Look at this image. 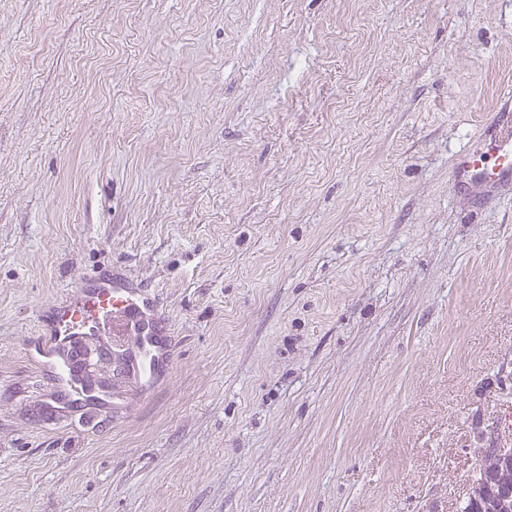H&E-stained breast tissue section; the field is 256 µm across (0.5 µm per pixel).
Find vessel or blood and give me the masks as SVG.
<instances>
[{
  "label": "vessel or blood",
  "mask_w": 512,
  "mask_h": 512,
  "mask_svg": "<svg viewBox=\"0 0 512 512\" xmlns=\"http://www.w3.org/2000/svg\"><path fill=\"white\" fill-rule=\"evenodd\" d=\"M457 193L483 199L512 189V112L490 113L484 135L461 152L452 171ZM130 345L129 374L150 392L165 377L173 356L170 327L160 314L158 296L112 269L81 281L39 315L38 332L26 344V356L38 383L51 387L45 398L48 422L65 412H80L95 425L114 409L112 394L84 387L72 362L77 347Z\"/></svg>",
  "instance_id": "1"
}]
</instances>
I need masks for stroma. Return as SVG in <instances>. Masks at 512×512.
Here are the masks:
<instances>
[{
    "instance_id": "stroma-1",
    "label": "stroma",
    "mask_w": 512,
    "mask_h": 512,
    "mask_svg": "<svg viewBox=\"0 0 512 512\" xmlns=\"http://www.w3.org/2000/svg\"><path fill=\"white\" fill-rule=\"evenodd\" d=\"M512 0H0V512H457L512 446V195L456 155ZM154 290L173 369L44 427L65 287Z\"/></svg>"
}]
</instances>
